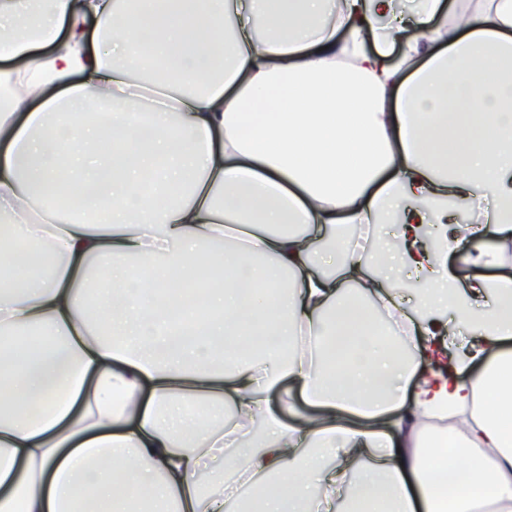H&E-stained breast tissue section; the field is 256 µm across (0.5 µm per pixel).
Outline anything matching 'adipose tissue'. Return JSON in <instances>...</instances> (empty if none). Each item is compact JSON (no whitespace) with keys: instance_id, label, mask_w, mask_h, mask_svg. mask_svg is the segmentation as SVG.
Segmentation results:
<instances>
[{"instance_id":"adipose-tissue-1","label":"adipose tissue","mask_w":512,"mask_h":512,"mask_svg":"<svg viewBox=\"0 0 512 512\" xmlns=\"http://www.w3.org/2000/svg\"><path fill=\"white\" fill-rule=\"evenodd\" d=\"M1 60L0 512H336L356 459L348 512H512V277L447 265L512 238V0H0Z\"/></svg>"}]
</instances>
